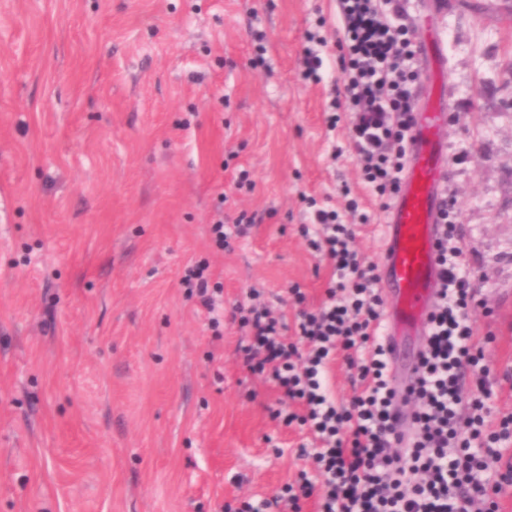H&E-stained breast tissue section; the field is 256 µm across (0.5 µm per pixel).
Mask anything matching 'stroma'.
<instances>
[{
	"mask_svg": "<svg viewBox=\"0 0 512 512\" xmlns=\"http://www.w3.org/2000/svg\"><path fill=\"white\" fill-rule=\"evenodd\" d=\"M402 21L429 43L415 102L443 114L492 415H512V0H406ZM337 26L336 0H0V512H226L307 468L186 275L205 266L228 307L255 288L288 311L294 284L318 303L311 198L356 200L379 261ZM243 213L249 238L220 248L213 225Z\"/></svg>",
	"mask_w": 512,
	"mask_h": 512,
	"instance_id": "1",
	"label": "stroma"
}]
</instances>
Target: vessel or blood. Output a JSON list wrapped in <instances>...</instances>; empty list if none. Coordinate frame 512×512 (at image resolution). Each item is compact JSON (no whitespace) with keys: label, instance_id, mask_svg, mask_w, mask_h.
<instances>
[{"label":"vessel or blood","instance_id":"obj_1","mask_svg":"<svg viewBox=\"0 0 512 512\" xmlns=\"http://www.w3.org/2000/svg\"><path fill=\"white\" fill-rule=\"evenodd\" d=\"M432 128L431 119L418 122L402 190L383 226L386 346L395 361L404 356L408 337L424 335L440 287L436 244L443 145Z\"/></svg>","mask_w":512,"mask_h":512}]
</instances>
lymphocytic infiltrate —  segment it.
I'll list each match as a JSON object with an SVG mask.
<instances>
[{"mask_svg":"<svg viewBox=\"0 0 512 512\" xmlns=\"http://www.w3.org/2000/svg\"><path fill=\"white\" fill-rule=\"evenodd\" d=\"M343 94L352 112L351 140L364 180L378 197L400 191L414 122L419 73L413 31L392 24L401 0H336ZM437 263L440 292L429 317L416 376L407 388L411 430L397 427L396 391L378 335L384 312L379 267L352 246L358 226L336 210L316 208L303 225L309 250L326 260L323 300L309 304L300 286L288 290L292 318L259 304L257 290L232 305L244 329L237 348L243 370L276 394L272 419L309 437L314 473H300L273 500L242 512H498L503 483H512V416L490 420L484 349L472 318L481 306L476 257L463 245L460 212L442 199ZM343 361L357 392L341 405L329 371ZM505 464V473L489 478Z\"/></svg>","mask_w":512,"mask_h":512,"instance_id":"1","label":"lymphocytic infiltrate"}]
</instances>
